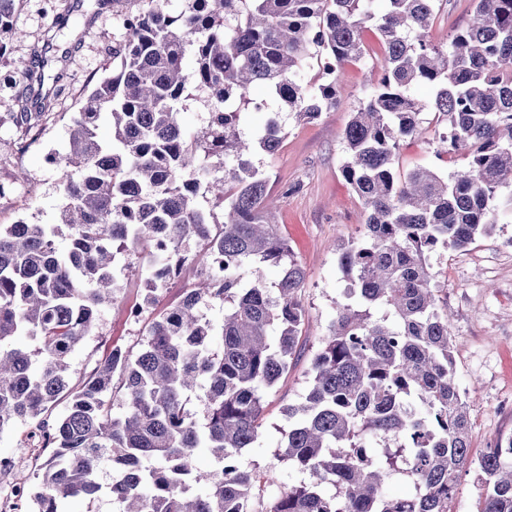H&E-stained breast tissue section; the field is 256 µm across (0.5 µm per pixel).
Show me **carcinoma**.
Masks as SVG:
<instances>
[{
  "label": "carcinoma",
  "instance_id": "obj_1",
  "mask_svg": "<svg viewBox=\"0 0 512 512\" xmlns=\"http://www.w3.org/2000/svg\"><path fill=\"white\" fill-rule=\"evenodd\" d=\"M149 2L125 17L118 63L70 120L59 223L0 225V431L27 423L51 449L36 469L40 483L20 482L27 512H59L73 498L94 512L104 455L117 468L110 492L119 512H448L474 463L481 512H512V436L470 460L466 396L429 261L493 228L495 202L512 190V0H472V21L444 46L428 39L437 0H381L379 9L375 0H181L176 12ZM15 3L0 0V42L19 37ZM369 24L382 73L343 132L341 167L366 219L337 247L344 301L311 360L303 401L284 411L274 454L310 482L268 499L240 458L262 433V391L296 354L305 271L275 227L279 199L255 163L282 145L279 112L265 137L245 135L240 121L269 99L309 119L334 106L344 66L364 58ZM310 61L317 73L307 84L300 75ZM25 78L16 123L29 131L45 117V73ZM417 84L431 90L428 101L410 95ZM192 90L206 94L211 118L188 134L178 105ZM425 109L446 123L436 155H460L466 166L399 179L397 151L419 134ZM104 123L108 142L98 136ZM211 158L223 176H209L202 160ZM191 245L201 264L222 256L234 269L222 280L203 276L155 313L138 351L114 347L72 380L71 354L121 292L117 255L146 261L150 309L155 284ZM263 267L279 269L278 279L266 283ZM244 268L256 272L246 283ZM204 301L224 303L220 326L200 313ZM204 453L215 468L199 466ZM396 475L411 493H387Z\"/></svg>",
  "mask_w": 512,
  "mask_h": 512
}]
</instances>
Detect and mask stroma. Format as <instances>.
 I'll use <instances>...</instances> for the list:
<instances>
[{
	"label": "stroma",
	"mask_w": 512,
	"mask_h": 512,
	"mask_svg": "<svg viewBox=\"0 0 512 512\" xmlns=\"http://www.w3.org/2000/svg\"><path fill=\"white\" fill-rule=\"evenodd\" d=\"M149 6L148 0H17L13 25L20 36L0 53V74L10 72L14 87L0 89V225L25 221L54 224L62 194L55 162L69 138V124L80 98L106 74L112 49L124 39L123 18ZM362 61L345 68V89L333 107L313 120L281 112L287 131L281 150L261 164L273 194L281 198L275 219L295 259L305 271L301 291L308 311L300 343L303 353L274 388L264 393L263 433L246 449L241 462L255 471L272 470L277 487L297 486L308 473L274 463V450L287 425L284 407L305 394L311 358L327 333L345 281L335 248L358 236L364 206L343 179V131L369 94L383 54L373 33L364 35ZM43 65L47 81L45 119L29 133L13 121L17 100L24 95L26 69ZM421 133L406 139L394 170L405 174L418 167L448 172L454 162L434 153L438 125L433 113L421 116ZM129 256L117 257L126 270L116 303L102 308L91 336L70 357L73 376L90 373L112 346L138 350L150 321H127L124 309L141 302L144 278L129 268ZM435 281L452 316L456 380L465 392L471 420L470 456L480 458L498 438L512 435V206L500 201L498 222L490 235L462 251L448 250L432 259Z\"/></svg>",
	"instance_id": "1"
}]
</instances>
